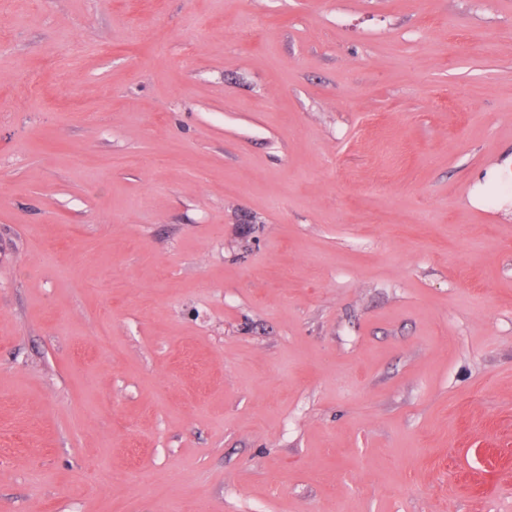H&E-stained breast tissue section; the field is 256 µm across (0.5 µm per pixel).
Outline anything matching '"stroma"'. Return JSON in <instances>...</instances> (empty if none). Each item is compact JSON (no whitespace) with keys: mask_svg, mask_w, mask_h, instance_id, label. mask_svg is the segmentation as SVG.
I'll return each instance as SVG.
<instances>
[{"mask_svg":"<svg viewBox=\"0 0 512 512\" xmlns=\"http://www.w3.org/2000/svg\"><path fill=\"white\" fill-rule=\"evenodd\" d=\"M0 512H512V0H0Z\"/></svg>","mask_w":512,"mask_h":512,"instance_id":"obj_1","label":"stroma"}]
</instances>
